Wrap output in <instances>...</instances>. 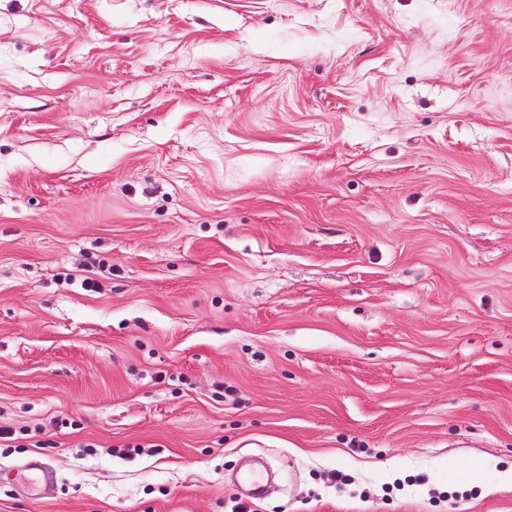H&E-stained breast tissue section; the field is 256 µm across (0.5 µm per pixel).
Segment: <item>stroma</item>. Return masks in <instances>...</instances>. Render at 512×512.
Wrapping results in <instances>:
<instances>
[{
  "mask_svg": "<svg viewBox=\"0 0 512 512\" xmlns=\"http://www.w3.org/2000/svg\"><path fill=\"white\" fill-rule=\"evenodd\" d=\"M0 426V512H512V0H0Z\"/></svg>",
  "mask_w": 512,
  "mask_h": 512,
  "instance_id": "stroma-1",
  "label": "stroma"
}]
</instances>
